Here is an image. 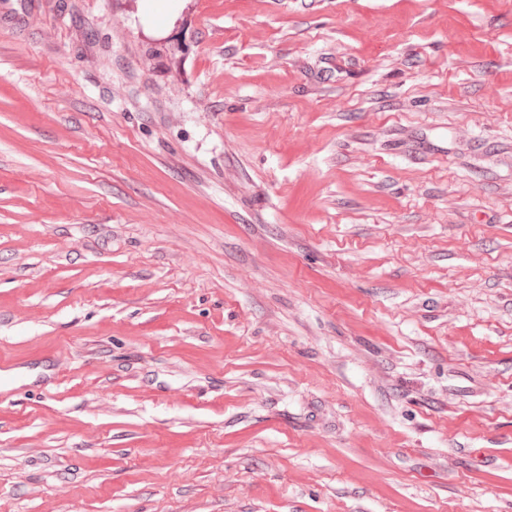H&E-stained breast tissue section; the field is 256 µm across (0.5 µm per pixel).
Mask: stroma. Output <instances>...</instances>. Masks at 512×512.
<instances>
[{"label": "stroma", "instance_id": "stroma-1", "mask_svg": "<svg viewBox=\"0 0 512 512\" xmlns=\"http://www.w3.org/2000/svg\"><path fill=\"white\" fill-rule=\"evenodd\" d=\"M0 0V512H512V0Z\"/></svg>", "mask_w": 512, "mask_h": 512}]
</instances>
